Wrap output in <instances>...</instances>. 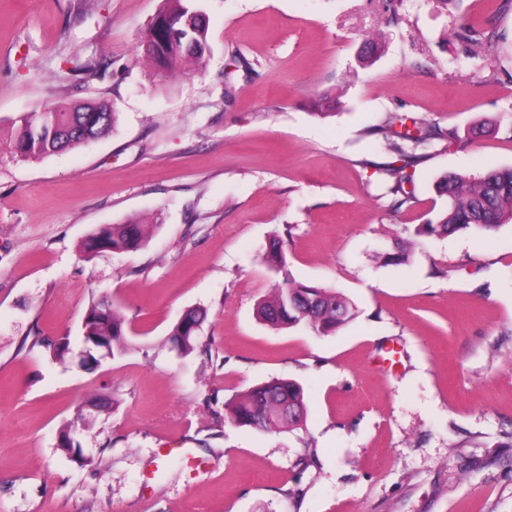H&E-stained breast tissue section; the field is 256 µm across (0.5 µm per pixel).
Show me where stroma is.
I'll list each match as a JSON object with an SVG mask.
<instances>
[{"label":"stroma","mask_w":512,"mask_h":512,"mask_svg":"<svg viewBox=\"0 0 512 512\" xmlns=\"http://www.w3.org/2000/svg\"><path fill=\"white\" fill-rule=\"evenodd\" d=\"M205 4L210 54L161 76L141 43L162 0H0V512H512V222L416 234L447 207L442 175L512 165V60L457 38L470 22L512 47V10ZM85 100L111 106L108 134L16 156L13 120ZM391 115L429 133L403 203L377 131ZM130 221L141 249L82 258ZM288 275L356 318L328 336L265 325L256 305ZM98 299L129 351L53 359L45 341L79 344ZM195 307L184 356L169 335ZM272 379L303 387L299 426L225 420ZM81 413L77 457L57 441ZM205 318L206 312L200 308L186 310L179 318L171 331L170 340L180 353L188 355L194 351Z\"/></svg>","instance_id":"obj_1"}]
</instances>
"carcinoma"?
Returning <instances> with one entry per match:
<instances>
[{
    "label": "carcinoma",
    "mask_w": 512,
    "mask_h": 512,
    "mask_svg": "<svg viewBox=\"0 0 512 512\" xmlns=\"http://www.w3.org/2000/svg\"><path fill=\"white\" fill-rule=\"evenodd\" d=\"M163 2L149 25L152 40L145 52L160 75L186 59L199 65L210 51L208 24L186 25L188 18L205 13L203 0ZM459 38L469 51L477 45L490 47L503 36L469 26ZM113 123L114 112L99 101L55 105L44 112L20 117L13 150L18 156L29 158L73 149L106 135ZM436 189L447 198V209L436 223L421 225L417 230L419 235L449 236L469 228L491 232L512 221V167L488 169L477 175L446 174L439 179ZM143 235V225L134 222L101 227L86 238L82 253L92 258L105 251H132L142 245ZM264 260L276 271L285 267L281 236H272ZM257 315L275 329L301 327L325 336L353 320L356 307L333 288L298 283L288 277L283 286L260 301ZM205 318L206 312L200 308H191L179 318L170 340L180 353L187 355L194 351ZM41 346L54 358L62 359L70 353V337L46 341ZM127 348L125 318L110 305L92 303L84 317L82 334V350L91 362L120 355ZM304 413L303 389L288 380L254 386L225 404V415L231 423L265 433H279L300 425ZM76 435L77 428L66 426L60 431V441L62 448L80 455L82 450Z\"/></svg>",
    "instance_id": "cac0c4a2"
}]
</instances>
